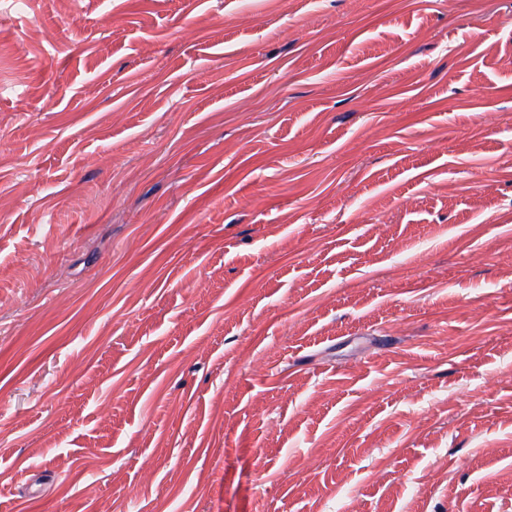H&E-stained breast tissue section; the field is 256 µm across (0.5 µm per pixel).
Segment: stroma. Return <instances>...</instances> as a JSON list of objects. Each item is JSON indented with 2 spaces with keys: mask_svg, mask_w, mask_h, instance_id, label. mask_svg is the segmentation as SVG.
Wrapping results in <instances>:
<instances>
[{
  "mask_svg": "<svg viewBox=\"0 0 512 512\" xmlns=\"http://www.w3.org/2000/svg\"><path fill=\"white\" fill-rule=\"evenodd\" d=\"M0 512H512V0H0Z\"/></svg>",
  "mask_w": 512,
  "mask_h": 512,
  "instance_id": "1",
  "label": "stroma"
}]
</instances>
